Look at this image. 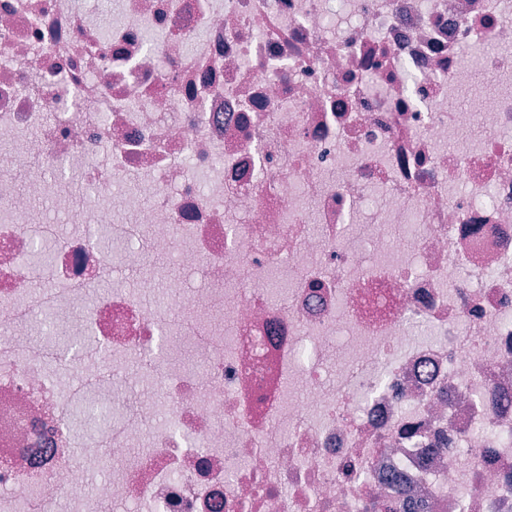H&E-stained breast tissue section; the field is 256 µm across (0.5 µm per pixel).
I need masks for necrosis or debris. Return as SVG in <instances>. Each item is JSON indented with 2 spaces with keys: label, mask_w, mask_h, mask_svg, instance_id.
Masks as SVG:
<instances>
[{
  "label": "necrosis or debris",
  "mask_w": 512,
  "mask_h": 512,
  "mask_svg": "<svg viewBox=\"0 0 512 512\" xmlns=\"http://www.w3.org/2000/svg\"><path fill=\"white\" fill-rule=\"evenodd\" d=\"M116 6L0 0V512H512V0ZM149 253L187 275L158 304L115 276ZM110 412L104 407H98L91 411L80 410L76 416L84 422L86 433L89 438H94L100 429L107 423Z\"/></svg>",
  "instance_id": "4bbe7bcc"
}]
</instances>
